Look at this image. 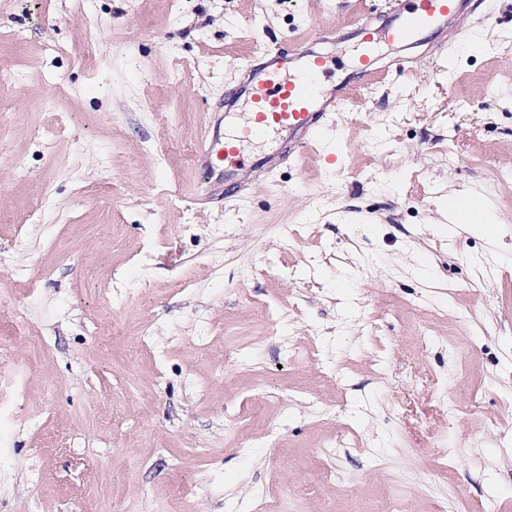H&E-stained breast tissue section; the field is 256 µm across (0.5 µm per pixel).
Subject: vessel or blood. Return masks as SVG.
Returning <instances> with one entry per match:
<instances>
[{"instance_id": "obj_1", "label": "vessel or blood", "mask_w": 512, "mask_h": 512, "mask_svg": "<svg viewBox=\"0 0 512 512\" xmlns=\"http://www.w3.org/2000/svg\"><path fill=\"white\" fill-rule=\"evenodd\" d=\"M470 0H389L383 17L373 11L345 26L320 25L307 40L277 45L255 40L248 62L222 101L194 151L200 181L184 195L207 205L229 192L266 181L285 161L315 149L321 129L346 111L366 86L405 72L411 50H440L448 32L467 38ZM353 43L347 77L323 80L335 59L324 45Z\"/></svg>"}]
</instances>
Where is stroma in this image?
I'll return each instance as SVG.
<instances>
[{
    "mask_svg": "<svg viewBox=\"0 0 512 512\" xmlns=\"http://www.w3.org/2000/svg\"><path fill=\"white\" fill-rule=\"evenodd\" d=\"M369 8L387 0H0V357L39 417L0 455V512L512 500V182L495 179L512 169V0H471L489 49L452 43L372 84L324 151L250 195H176L260 30ZM470 192L500 222L449 235L442 202ZM146 324L164 360L128 359ZM204 330L224 344L198 352Z\"/></svg>",
    "mask_w": 512,
    "mask_h": 512,
    "instance_id": "stroma-1",
    "label": "stroma"
}]
</instances>
